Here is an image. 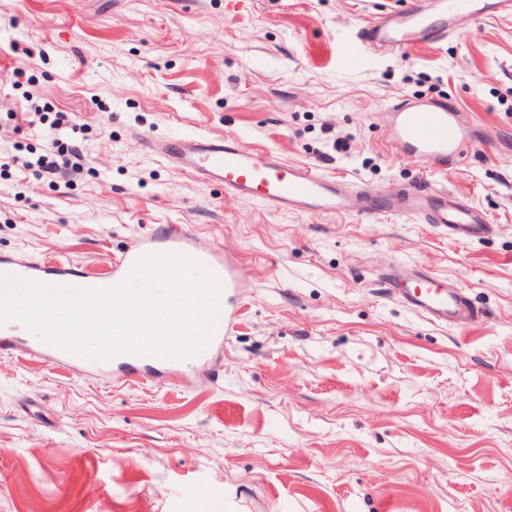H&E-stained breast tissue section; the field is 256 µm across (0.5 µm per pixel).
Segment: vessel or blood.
Masks as SVG:
<instances>
[{"mask_svg": "<svg viewBox=\"0 0 512 512\" xmlns=\"http://www.w3.org/2000/svg\"><path fill=\"white\" fill-rule=\"evenodd\" d=\"M512 8V0H431L423 7L409 0L401 13L384 12L360 34L361 48L347 47L344 61L357 66L361 50L377 52L400 49L422 41H442L458 31L457 16L479 22ZM389 141L396 152L413 162L436 168L461 161L471 143L458 112L451 105L429 101L407 102L394 107ZM165 157L189 174L221 184L225 192L277 209H294L312 214L358 210L375 218L380 211L414 218L423 224H438L457 238H470L490 231L485 217L469 204L450 199L447 191L403 188L389 191L359 183L351 185L330 179L318 170L289 164L276 153H246L234 138H215L202 133L178 134L162 146ZM182 253L204 262L219 281V317L211 337L223 342L235 325L237 306L233 301L238 274L217 252L197 244L192 232L181 224H167L143 237L111 262L109 275L100 276L59 258L26 259L0 256V276H16L52 285L101 288L115 285L129 273L134 261L148 253ZM397 296L408 308L429 322L466 327L481 318L465 291L452 287L431 273L408 267L397 268ZM37 355L53 363L74 365L77 355L35 340Z\"/></svg>", "mask_w": 512, "mask_h": 512, "instance_id": "1", "label": "vessel or blood"}]
</instances>
